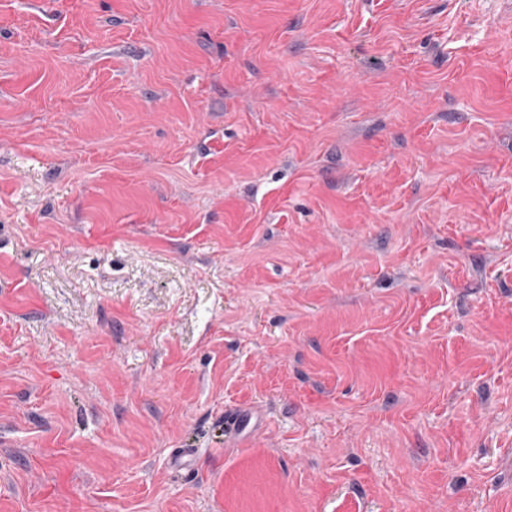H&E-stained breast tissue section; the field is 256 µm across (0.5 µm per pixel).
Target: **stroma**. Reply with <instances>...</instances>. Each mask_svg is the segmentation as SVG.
Listing matches in <instances>:
<instances>
[{"label": "stroma", "instance_id": "1", "mask_svg": "<svg viewBox=\"0 0 512 512\" xmlns=\"http://www.w3.org/2000/svg\"><path fill=\"white\" fill-rule=\"evenodd\" d=\"M0 512H512V0H0ZM265 415L257 407L239 408L224 416V438L231 445H240L258 431Z\"/></svg>", "mask_w": 512, "mask_h": 512}]
</instances>
